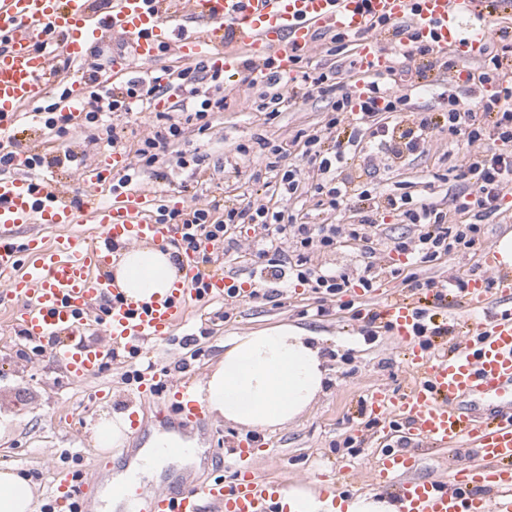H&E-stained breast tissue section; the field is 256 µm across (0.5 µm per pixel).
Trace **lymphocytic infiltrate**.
<instances>
[{
  "instance_id": "obj_1",
  "label": "lymphocytic infiltrate",
  "mask_w": 512,
  "mask_h": 512,
  "mask_svg": "<svg viewBox=\"0 0 512 512\" xmlns=\"http://www.w3.org/2000/svg\"><path fill=\"white\" fill-rule=\"evenodd\" d=\"M349 45V39L336 32L327 41L313 40L309 51L297 55V75L290 84L274 74L261 83L243 75V84L255 92L248 105L256 111L280 112L301 88L333 97L332 111L323 125L301 130L292 138L301 164L288 162L282 144L260 139L266 167L275 179L270 199L230 198L179 209L159 207V220L180 227L183 249H197L202 239L210 242L214 251L203 254L206 263L218 260L223 250L242 253L233 231L236 225L251 224L261 230L259 243L270 253L274 267L287 268L298 283L335 297L356 285L366 291L374 288L387 269L371 262L354 276L314 264V255L343 246L365 255L376 253L381 244L378 229L386 216L414 226L413 235L394 239L388 249L419 266L483 244L481 217L499 213L512 189V29L500 28L486 55L467 68L461 67L455 54L439 55L429 44L410 45L408 67L415 71L419 86H428L432 70L451 77L466 71L476 92L474 108L467 112L459 110L453 94L446 98V111L409 112V95L400 93L386 75L372 79L366 99L353 101L351 82L338 79L336 71L314 67L316 59L339 55ZM173 84L184 95L186 118L179 122L169 113H156L151 130L137 142L125 181H137L141 173L170 156L177 167H191L193 177L205 174L202 158L185 156L178 145L186 126L205 133L211 114L226 107L224 75L199 63L181 70ZM170 85L137 71L123 86L112 89L100 86L92 69L77 113L63 111L61 103L68 90L62 87L35 108L32 118L60 138L74 124H81L90 130V143L102 140L112 148L120 145L122 137L108 124V114L130 111L136 104L149 105L166 95ZM404 111L410 114L408 120H394V113ZM457 152L462 155L456 166L458 177L472 196L468 204L446 208L407 191L381 192L357 179L358 172L369 171L380 160L394 163L430 154L449 158ZM315 212H342L347 219L342 224L316 226L308 221Z\"/></svg>"
}]
</instances>
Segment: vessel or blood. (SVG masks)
Instances as JSON below:
<instances>
[{"mask_svg":"<svg viewBox=\"0 0 512 512\" xmlns=\"http://www.w3.org/2000/svg\"><path fill=\"white\" fill-rule=\"evenodd\" d=\"M491 0H111L99 13L96 0H0V134L8 132L22 108L43 101L63 73L56 56L85 58L88 49L107 39L128 45L98 74L101 85L128 79L137 65L174 56L203 61L231 80L252 62V74L265 79L267 60L280 78L296 73L298 50L315 33L335 30L356 40L359 87L398 67L375 31L386 19L418 40L433 43L440 54L449 46L462 57L486 53ZM129 166L122 150H113L108 165H86L80 180L86 193L80 205L61 197L52 184L32 188L29 178L0 174V307L10 308L16 325L40 339L64 337L54 356L75 379L98 374L114 349L142 352L149 343L166 342L183 322L198 296L223 298L233 280L223 263L204 266L199 250L181 252L180 278L171 293L134 305L111 298L112 282L103 268L111 243L150 241L174 245L175 225L152 213V195L133 184L119 185ZM22 224H92L89 236L63 234L53 242L29 238L23 246L4 240ZM465 307L475 313L477 344L458 345L436 354L418 341L426 317L420 305L385 299L376 313L403 350L411 382L404 393L373 389L365 411L397 434L396 447L385 449L372 472L378 487L400 505V512H512V276L499 275L495 286L471 276L463 290ZM108 300L103 323L111 339L105 348L82 343L94 301ZM168 385L171 407L160 410L162 424H180L206 434L209 417L190 383L171 380L165 371L143 375L138 386L151 396ZM424 447L474 449L475 461L448 477H420L419 451ZM175 478L166 491L151 494L129 479L121 495L135 512H275L283 484L263 479L255 468L253 444L234 452L231 480L197 482L183 473L184 457L197 454L192 444L164 448ZM200 455V454H197ZM203 462L219 458L215 450Z\"/></svg>","mask_w":512,"mask_h":512,"instance_id":"vessel-or-blood-1","label":"vessel or blood"}]
</instances>
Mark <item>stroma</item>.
I'll return each mask as SVG.
<instances>
[{"mask_svg": "<svg viewBox=\"0 0 512 512\" xmlns=\"http://www.w3.org/2000/svg\"><path fill=\"white\" fill-rule=\"evenodd\" d=\"M331 110L327 97H297L282 112L269 116L249 112L238 101L214 113L207 134L186 132L188 153L203 156L208 168L205 181L195 182L190 169L160 165L145 172L140 183L149 190L155 205L174 206L175 196L186 204H203L228 195L264 198L274 189V180L265 169L257 137L287 141L298 130L323 123ZM249 147L248 155L236 152V145ZM448 161L438 157H418L403 166L383 168L371 176L372 183L388 187L399 183L407 191H423L432 182L434 199L446 193L464 192L462 180L448 177ZM485 247L458 252L441 263L413 268L404 257H395L404 274L419 278L448 280L456 276H483ZM242 292L234 299L206 301L194 308L188 321L170 340L148 345L136 358L117 357L110 370L79 381L58 363L53 345L32 354L36 339L15 327L0 325V412L12 415L10 427L0 433V466L35 474L40 504H55L56 479L60 473L84 470L92 446L90 427L102 412L137 409L142 400L135 382L126 380L127 371L151 364L173 370L175 378L197 380L224 354L229 336L292 324L319 333L325 338L329 359L326 393L313 408L276 431H252L221 420H212L207 447L231 458L240 442L257 440L264 449L256 466L269 480L295 486L330 471L335 464L355 467L354 491H372L368 466L374 457L382 425L363 413L361 404L371 386H383L400 393L408 381L406 359L393 336L379 330L367 334L366 309L380 301V292L413 302L424 301L427 290L406 288L402 277H388L379 283L378 294L342 295L340 300L321 302L318 294L288 278H274L266 256L252 252L227 262ZM324 314H317V307ZM198 340V353L184 348L182 340ZM353 439L355 453L343 443Z\"/></svg>", "mask_w": 512, "mask_h": 512, "instance_id": "obj_1", "label": "stroma"}]
</instances>
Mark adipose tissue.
<instances>
[{
	"label": "adipose tissue",
	"mask_w": 512,
	"mask_h": 512,
	"mask_svg": "<svg viewBox=\"0 0 512 512\" xmlns=\"http://www.w3.org/2000/svg\"><path fill=\"white\" fill-rule=\"evenodd\" d=\"M115 285L134 303L164 296L179 279L170 253L134 242L119 248ZM322 336L282 324L232 336L224 356L200 379L197 397L215 416L265 431L297 420L315 403L328 373ZM34 486L14 467L0 469V512H38ZM287 512H398L395 501L376 493L332 501L305 485L282 499Z\"/></svg>",
	"instance_id": "obj_1"
}]
</instances>
